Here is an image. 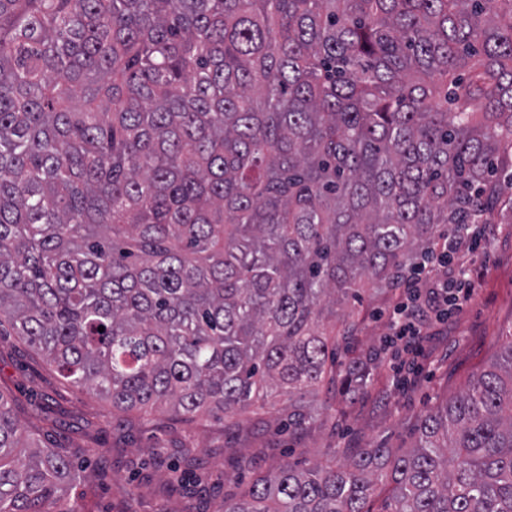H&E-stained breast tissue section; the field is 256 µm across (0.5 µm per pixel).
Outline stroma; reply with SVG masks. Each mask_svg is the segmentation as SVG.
<instances>
[{"label": "stroma", "mask_w": 512, "mask_h": 512, "mask_svg": "<svg viewBox=\"0 0 512 512\" xmlns=\"http://www.w3.org/2000/svg\"><path fill=\"white\" fill-rule=\"evenodd\" d=\"M464 266L478 278V293L447 323L431 326L424 368L406 387L394 383L381 351L391 295H361L353 353L370 364V381L354 394H337L331 410L298 437L289 436L273 408L235 426L216 416L189 426L170 413L128 422L110 404L64 384L12 336H0V392L18 397L26 437L62 448L79 472L67 494L74 512H216L224 496L250 481L251 471L237 468L243 458L267 471L285 460L300 468L336 465L346 448H410L418 418L463 390L512 335V223L497 225L491 248L470 253ZM188 447L204 463L179 491L170 485L171 471L183 467Z\"/></svg>", "instance_id": "obj_1"}]
</instances>
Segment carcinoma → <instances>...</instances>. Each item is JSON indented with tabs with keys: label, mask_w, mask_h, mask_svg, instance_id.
I'll return each mask as SVG.
<instances>
[{
	"label": "carcinoma",
	"mask_w": 512,
	"mask_h": 512,
	"mask_svg": "<svg viewBox=\"0 0 512 512\" xmlns=\"http://www.w3.org/2000/svg\"><path fill=\"white\" fill-rule=\"evenodd\" d=\"M512 216V0H0V334L129 413L226 417L336 369L324 314L444 224ZM104 331H98V327ZM0 393V512L77 476ZM512 512V338L414 446L284 462L217 512Z\"/></svg>",
	"instance_id": "1"
}]
</instances>
